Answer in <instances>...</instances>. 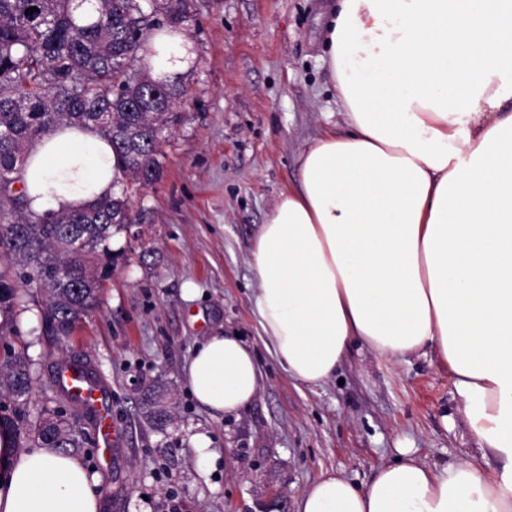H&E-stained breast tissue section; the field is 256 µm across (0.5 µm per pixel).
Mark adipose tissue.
Wrapping results in <instances>:
<instances>
[{
  "mask_svg": "<svg viewBox=\"0 0 512 512\" xmlns=\"http://www.w3.org/2000/svg\"><path fill=\"white\" fill-rule=\"evenodd\" d=\"M326 47L344 124L306 145L260 226L258 323L308 388L355 343L393 360L434 352L475 446L440 467L399 449L364 486L323 473L297 512H512V0H338ZM144 56L170 75L195 61L177 28ZM117 176L107 140L63 126L30 149L23 183L32 210L59 212ZM184 374L214 417L239 414L262 381L227 334L201 341ZM97 485L77 456L19 452L0 427V512H99Z\"/></svg>",
  "mask_w": 512,
  "mask_h": 512,
  "instance_id": "ef3b65f1",
  "label": "adipose tissue"
}]
</instances>
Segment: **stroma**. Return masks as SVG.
Masks as SVG:
<instances>
[{"mask_svg": "<svg viewBox=\"0 0 512 512\" xmlns=\"http://www.w3.org/2000/svg\"><path fill=\"white\" fill-rule=\"evenodd\" d=\"M335 3L172 0L196 54L182 75L185 120L162 146L161 180L130 198L135 234L112 240L124 260L65 345L20 313L0 335V350L32 362L29 421L61 408L86 433L77 454L99 476L104 512H296L323 473L364 485L398 449L444 465L474 445L434 353L396 362L355 345L336 377L309 389L276 363L254 313L257 231L297 184L301 150L341 120L323 61ZM224 332L252 347L263 379L240 416L216 419L183 367L197 343ZM64 359L96 368L121 429L113 446L60 395ZM156 385L170 411L162 426L139 408ZM201 433L206 461L194 451Z\"/></svg>", "mask_w": 512, "mask_h": 512, "instance_id": "1", "label": "stroma"}]
</instances>
